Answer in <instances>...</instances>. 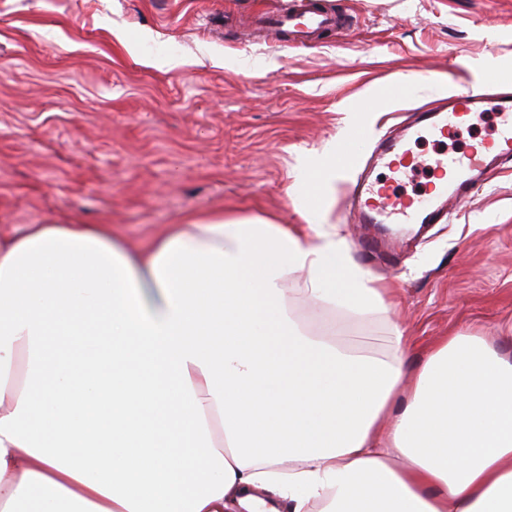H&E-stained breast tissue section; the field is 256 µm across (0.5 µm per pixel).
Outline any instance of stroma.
Returning a JSON list of instances; mask_svg holds the SVG:
<instances>
[{
  "mask_svg": "<svg viewBox=\"0 0 512 512\" xmlns=\"http://www.w3.org/2000/svg\"><path fill=\"white\" fill-rule=\"evenodd\" d=\"M344 29L295 47L253 37L243 13L291 0H0V240L27 224H112L142 246L169 224L218 209L280 224L338 225L354 262L394 288L389 319L337 308L339 339L385 356L388 321L427 347L471 328L512 358V161L441 222L364 243L348 198L354 172L322 212L289 188L319 175L350 123L376 131L462 85L493 61L512 90V0H319ZM178 45L147 54L149 44ZM428 74L415 84L419 74ZM411 83L397 99L391 87ZM482 120L435 147L490 139Z\"/></svg>",
  "mask_w": 512,
  "mask_h": 512,
  "instance_id": "stroma-1",
  "label": "stroma"
}]
</instances>
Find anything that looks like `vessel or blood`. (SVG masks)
I'll return each instance as SVG.
<instances>
[{"instance_id": "1", "label": "vessel or blood", "mask_w": 512, "mask_h": 512, "mask_svg": "<svg viewBox=\"0 0 512 512\" xmlns=\"http://www.w3.org/2000/svg\"><path fill=\"white\" fill-rule=\"evenodd\" d=\"M334 16L312 6L310 0H301L289 10L268 15L270 31L288 35L290 41L305 43L309 36L335 27ZM498 117L499 129L491 145H476L465 155H447L422 159L410 154L403 146L402 137H381L363 124H354L337 144L329 157L332 168L345 171L362 160L364 148L374 145L378 159L389 170L384 183L356 182L350 200L362 224H432L443 214L450 199L465 198L473 185L487 174L512 159V97L503 95L493 102H485L482 94L463 87L444 98L442 106L422 113L420 122L425 133L449 136L454 129L469 124L485 111ZM430 170L432 187L426 204H416L401 195L396 184L406 173Z\"/></svg>"}]
</instances>
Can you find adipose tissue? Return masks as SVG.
Instances as JSON below:
<instances>
[{
  "label": "adipose tissue",
  "mask_w": 512,
  "mask_h": 512,
  "mask_svg": "<svg viewBox=\"0 0 512 512\" xmlns=\"http://www.w3.org/2000/svg\"><path fill=\"white\" fill-rule=\"evenodd\" d=\"M390 293L330 223L211 211L135 252L27 225L0 245V512H512V359L461 330L402 390L398 324L382 358L335 341Z\"/></svg>",
  "instance_id": "obj_1"
}]
</instances>
